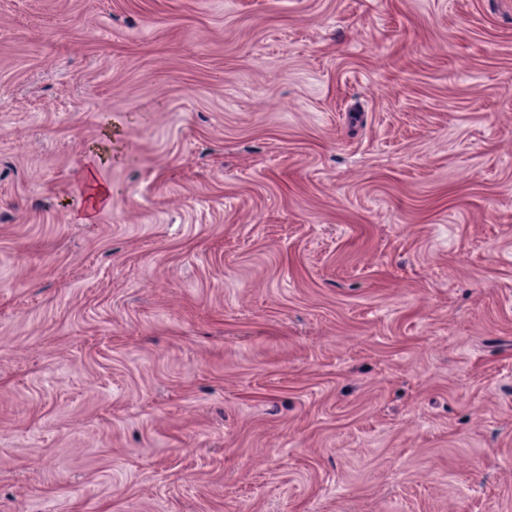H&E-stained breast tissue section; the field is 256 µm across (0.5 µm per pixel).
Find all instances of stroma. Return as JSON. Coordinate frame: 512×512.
I'll return each instance as SVG.
<instances>
[{"instance_id":"obj_1","label":"stroma","mask_w":512,"mask_h":512,"mask_svg":"<svg viewBox=\"0 0 512 512\" xmlns=\"http://www.w3.org/2000/svg\"><path fill=\"white\" fill-rule=\"evenodd\" d=\"M0 512H512V0H0Z\"/></svg>"}]
</instances>
